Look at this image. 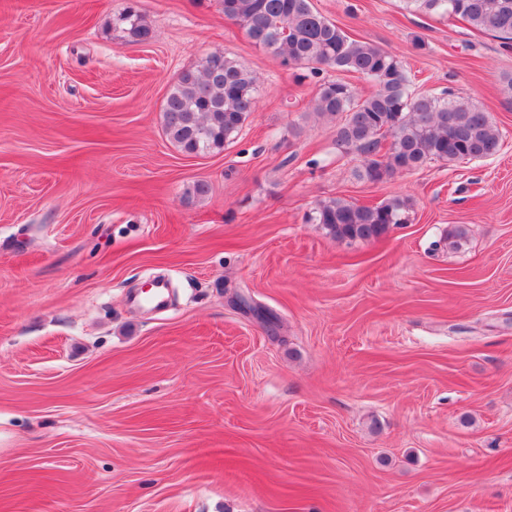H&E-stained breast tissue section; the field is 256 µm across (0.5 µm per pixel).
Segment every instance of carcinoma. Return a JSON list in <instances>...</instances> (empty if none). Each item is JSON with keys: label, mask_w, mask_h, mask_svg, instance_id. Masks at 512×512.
Listing matches in <instances>:
<instances>
[{"label": "carcinoma", "mask_w": 512, "mask_h": 512, "mask_svg": "<svg viewBox=\"0 0 512 512\" xmlns=\"http://www.w3.org/2000/svg\"><path fill=\"white\" fill-rule=\"evenodd\" d=\"M407 11L459 17L477 31L512 42V0H402ZM224 16L245 30L254 46L281 65L293 63L317 79L311 112L336 128V151L361 157L357 176L383 177L414 171L428 162L482 160L502 147L490 115L464 97L412 89L407 70L392 52L349 36L317 11L311 0H222ZM132 42L151 38L144 17L128 10L117 18ZM327 70L355 73L373 90L359 94L340 80H323ZM257 76L237 60L211 53L182 70L169 87L162 109L163 131L182 153L224 150L239 136L255 107ZM407 200L388 198L374 206L336 197L319 203L309 220L336 240H371L407 221ZM467 229H448L444 245L459 249Z\"/></svg>", "instance_id": "cac0c4a2"}]
</instances>
